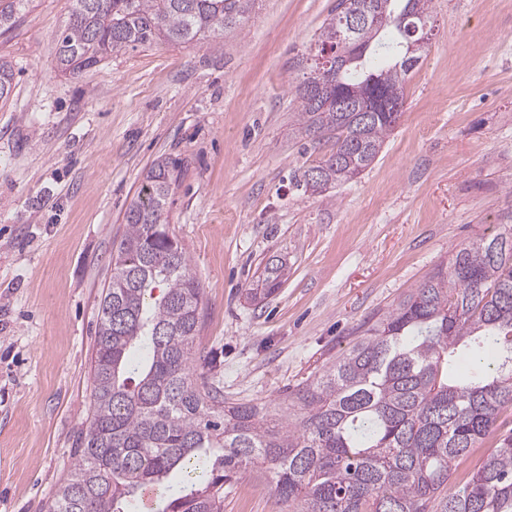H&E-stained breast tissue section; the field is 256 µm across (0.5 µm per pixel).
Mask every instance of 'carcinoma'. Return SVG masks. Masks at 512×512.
Listing matches in <instances>:
<instances>
[{
  "instance_id": "1",
  "label": "carcinoma",
  "mask_w": 512,
  "mask_h": 512,
  "mask_svg": "<svg viewBox=\"0 0 512 512\" xmlns=\"http://www.w3.org/2000/svg\"><path fill=\"white\" fill-rule=\"evenodd\" d=\"M29 2L0 0V36ZM71 2L56 66L76 75L161 42L219 46L256 0ZM363 2L339 0L296 87L298 134L332 142L302 174L312 192L371 166L398 118L368 116L363 105L376 92L403 104L407 78L428 50L407 63L409 43L433 31L432 0H375L386 23L352 31L364 53L330 73L324 54L336 52V28ZM14 77L0 57L1 102ZM320 80L333 97L355 88L351 111L308 99L302 86ZM180 177L179 158H158L124 213L100 299L87 426L47 512H130L142 487L191 474L203 456L213 459L209 474L189 479L163 512H224V490L248 470L269 479L286 512H512L511 430L448 488L512 406V232L459 249L272 410L224 398L223 387L197 372L210 364L199 350L203 291L167 222ZM286 275L285 263L267 260L247 295L271 296Z\"/></svg>"
}]
</instances>
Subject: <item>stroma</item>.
I'll use <instances>...</instances> for the list:
<instances>
[{"label":"stroma","instance_id":"stroma-1","mask_svg":"<svg viewBox=\"0 0 512 512\" xmlns=\"http://www.w3.org/2000/svg\"><path fill=\"white\" fill-rule=\"evenodd\" d=\"M337 0H257L222 47L157 44L70 77V0L0 37V512H42L85 430L100 296L147 168L183 160L172 230L204 289L225 396L277 404L462 247L512 228V0H432L429 51L374 163L322 194L294 86ZM279 290L246 299L264 263ZM224 512H284L243 473Z\"/></svg>","mask_w":512,"mask_h":512}]
</instances>
